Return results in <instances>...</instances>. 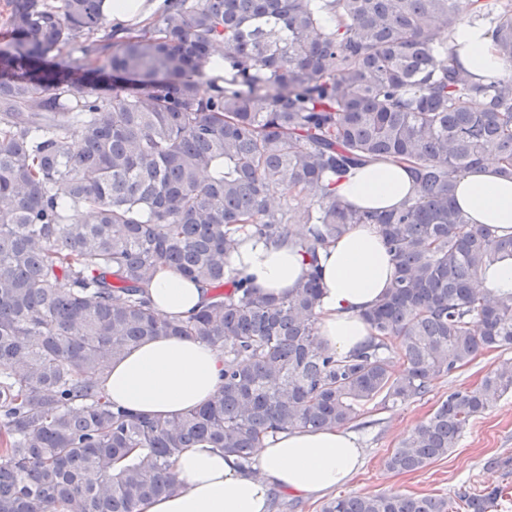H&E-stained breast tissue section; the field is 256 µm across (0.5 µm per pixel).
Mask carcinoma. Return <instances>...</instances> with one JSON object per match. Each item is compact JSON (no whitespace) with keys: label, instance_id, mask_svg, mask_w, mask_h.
<instances>
[{"label":"carcinoma","instance_id":"cac0c4a2","mask_svg":"<svg viewBox=\"0 0 512 512\" xmlns=\"http://www.w3.org/2000/svg\"><path fill=\"white\" fill-rule=\"evenodd\" d=\"M9 5L0 512H139L178 489L184 448L247 465L271 434L347 427L368 403L421 398L481 352L512 349V289L483 286L512 260V235L467 223L455 201L457 178L488 157L512 179V74L477 84L449 47L460 23L490 16L512 69V0H171L122 36L106 32L102 0ZM78 37L88 66L50 63ZM219 50L224 85L204 93L195 76ZM377 160L407 164L416 199L381 213L338 201L336 180ZM354 224L376 225L396 275L362 313L368 341L343 356L318 335L317 248ZM294 231L310 262L293 292L261 296L230 268L240 235ZM161 266L206 289L183 320L151 307ZM155 336L224 351L212 400L176 418L109 400L94 377ZM507 393L512 358L449 392L387 468L447 455ZM498 496L348 495L321 512H490Z\"/></svg>","mask_w":512,"mask_h":512}]
</instances>
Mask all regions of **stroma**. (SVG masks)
Masks as SVG:
<instances>
[{"mask_svg": "<svg viewBox=\"0 0 512 512\" xmlns=\"http://www.w3.org/2000/svg\"><path fill=\"white\" fill-rule=\"evenodd\" d=\"M512 358V349L479 355L469 366L431 385L420 399L385 409L365 407L352 430L363 450V464L340 492L374 494L398 492L406 495H434L455 499L460 490L474 494L496 487H509L493 512H512V467H499L512 459V394H507L484 414L471 420L456 448L417 472L395 473L387 469V457L403 440L425 422L449 391L476 387L493 372L500 361Z\"/></svg>", "mask_w": 512, "mask_h": 512, "instance_id": "obj_1", "label": "stroma"}]
</instances>
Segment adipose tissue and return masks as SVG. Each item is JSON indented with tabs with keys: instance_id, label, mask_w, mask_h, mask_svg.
<instances>
[{
	"instance_id": "obj_1",
	"label": "adipose tissue",
	"mask_w": 512,
	"mask_h": 512,
	"mask_svg": "<svg viewBox=\"0 0 512 512\" xmlns=\"http://www.w3.org/2000/svg\"><path fill=\"white\" fill-rule=\"evenodd\" d=\"M167 0H104L103 10L116 27L141 28ZM459 61L475 77L503 75V63L484 26L462 22L452 38ZM415 185L405 165L379 161L350 172L336 185V197L360 210L399 207L414 197ZM457 203L471 223L512 231V180L498 173L495 160L464 173L457 182ZM322 296L320 335L337 354L365 343L370 328L361 314L390 286L394 262L375 225L356 224L341 238L318 249ZM230 266L263 295L292 291L308 268V258L294 237L278 241L241 237ZM155 311L177 321L199 309L200 284L160 267L147 287ZM223 352L179 336H159L109 363L103 382L116 405L150 416L178 417L208 402L218 391ZM362 462V450L345 428L295 429L267 437L251 467L212 448H186L174 471L178 491L145 501L140 512H269L273 491L319 497L345 486Z\"/></svg>"
}]
</instances>
